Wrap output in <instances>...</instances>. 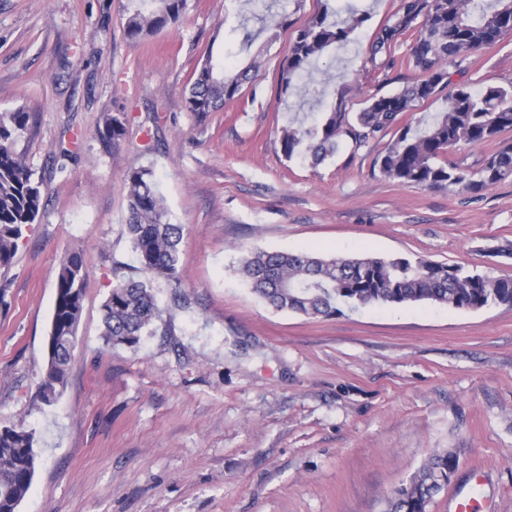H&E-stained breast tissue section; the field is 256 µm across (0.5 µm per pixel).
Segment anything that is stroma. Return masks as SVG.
<instances>
[{
  "mask_svg": "<svg viewBox=\"0 0 512 512\" xmlns=\"http://www.w3.org/2000/svg\"><path fill=\"white\" fill-rule=\"evenodd\" d=\"M400 0H187L180 21L129 43L128 0H0V113H30L18 149L44 179L43 206L0 306V425L35 434L18 512H385L394 489L448 452L458 468L428 512L456 495L512 512V306L434 303L279 311L238 272L254 250L404 256L512 276V177L481 198L384 179L385 140L320 165L281 151V130L318 100L361 111L416 77L368 60ZM368 20L279 95L295 31L347 6ZM286 22L276 40L260 29ZM253 33L244 44L245 33ZM257 67L224 108L188 112L205 57ZM453 84H512V34L467 57ZM122 111L127 132L96 129ZM69 156H61V149ZM152 167L183 225L180 285L155 284L161 318L138 348L105 346L101 305L134 262L126 173ZM88 270L78 343L59 400L36 395L63 261ZM124 112H112L103 116L102 124L97 128L98 138L106 145L115 147L126 135Z\"/></svg>",
  "mask_w": 512,
  "mask_h": 512,
  "instance_id": "1",
  "label": "stroma"
}]
</instances>
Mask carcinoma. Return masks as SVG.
Here are the masks:
<instances>
[{
	"mask_svg": "<svg viewBox=\"0 0 512 512\" xmlns=\"http://www.w3.org/2000/svg\"><path fill=\"white\" fill-rule=\"evenodd\" d=\"M124 35L138 42L177 23L186 0H130ZM367 20L363 13L330 23L320 15L300 27L283 68L280 93L298 90L296 79L310 72L322 53L347 45ZM415 35L408 67L415 80L396 93L366 100L352 116L343 101L332 103L311 123L283 128L281 150L287 159L303 156L318 165L336 154L340 140L355 144L392 139L375 166L388 181L477 197L490 186L512 177V142L499 141L477 172L466 174L448 161V153L464 144L498 141L512 131V84L476 92L458 85L448 93L446 110L422 129L399 126L402 114L434 97L449 85L448 64L497 43L512 33V0H490V7L472 19L470 0H400L398 10L373 33L369 60L375 67L394 63L392 50L408 34ZM254 64L226 72L207 56L186 97L187 110L197 115L215 112L241 92ZM28 112L0 113V270H9L42 206L41 181L15 145L27 131ZM125 113L103 116L98 138L117 146L126 135ZM126 229L137 265L115 274L112 290L102 303L103 339L111 348L136 347L161 318L153 292L156 280L179 282L183 225L168 220L154 171L132 166L126 174ZM241 274L253 292L280 310L311 317H330L340 307L431 302L456 309L479 310L494 304L512 306V278H491L460 264L413 260L408 257H324L255 251L243 261ZM88 271L73 253L61 265L49 337L48 354L38 382V397L54 404L77 340ZM35 436L15 425H0V512H17L28 493L36 468ZM457 467L449 454L429 458L409 482L393 491L387 512H427L428 505L448 488Z\"/></svg>",
	"mask_w": 512,
	"mask_h": 512,
	"instance_id": "cac0c4a2",
	"label": "carcinoma"
}]
</instances>
